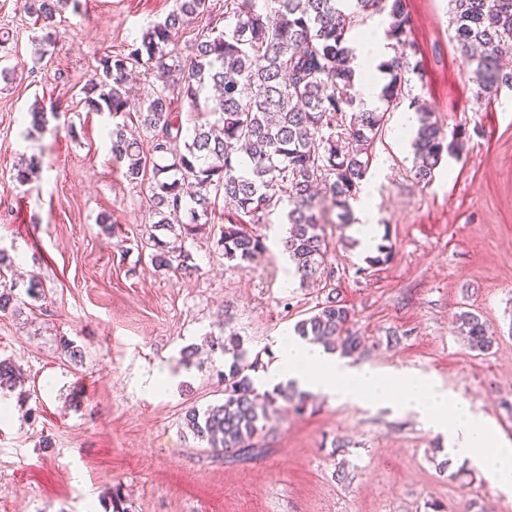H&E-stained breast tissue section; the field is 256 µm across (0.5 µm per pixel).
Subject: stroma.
I'll return each mask as SVG.
<instances>
[{"mask_svg":"<svg viewBox=\"0 0 512 512\" xmlns=\"http://www.w3.org/2000/svg\"><path fill=\"white\" fill-rule=\"evenodd\" d=\"M173 6L81 0L61 16L63 39L39 66L37 29L17 0H0L8 40L0 64L15 70L0 80V249L12 261L5 280L22 296L0 313V358L27 375L0 392V512H105L116 486L130 512H432L435 503L444 512H512V494L452 458L447 433L390 406L314 393L298 414L278 401L265 454L236 464L206 451L183 420L187 407L223 397L224 361L206 355L209 335L234 328L260 379L276 338L332 293L351 309L365 346L346 365L432 376L512 441V88L493 103L480 99L456 48L449 0H406L423 64L409 77L411 98L465 146L432 183H418L411 146L393 138L409 100L388 112L367 176L391 261L368 266L350 226L328 208L333 277L288 280L279 207L257 227L267 252L239 269L216 246L227 222L219 210L187 242L198 271L185 277L153 267L151 184L125 178L107 115L87 111L80 93L100 57L126 50ZM37 102L59 111L41 131L28 119ZM22 157L41 163L23 185L12 177ZM103 213L112 229L99 224ZM33 277L44 288L37 300L24 295ZM462 311L490 327L488 352L458 334ZM66 341L81 360L64 353ZM188 345L200 349L190 367L179 362ZM164 372L172 383L156 390Z\"/></svg>","mask_w":512,"mask_h":512,"instance_id":"obj_1","label":"stroma"}]
</instances>
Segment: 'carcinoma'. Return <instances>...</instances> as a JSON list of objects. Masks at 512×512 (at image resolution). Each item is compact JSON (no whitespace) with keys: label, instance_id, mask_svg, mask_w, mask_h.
<instances>
[{"label":"carcinoma","instance_id":"carcinoma-1","mask_svg":"<svg viewBox=\"0 0 512 512\" xmlns=\"http://www.w3.org/2000/svg\"><path fill=\"white\" fill-rule=\"evenodd\" d=\"M450 2L454 39L481 94L490 97L511 86L512 71L502 67L501 57L512 44V0ZM78 4L23 0L24 12L42 32L33 48L37 62L59 41L56 14ZM370 12L386 14L389 38L412 46L404 0H353L349 7L345 0H224V29L201 32L184 64L168 51L173 33L195 18L212 16L213 9L210 0H175V8L143 29L128 50L99 59L81 89L82 101L89 111L114 119L134 106L131 72L157 70L159 84L138 115L150 135V150L127 137L118 123L109 130L113 157L125 167L126 178L137 184L148 177L153 183L154 230L174 235L173 244L152 235L155 267H173L185 277L197 271L185 240L202 233L222 198L251 224L263 223L287 204L284 217L291 227L281 246L294 275L305 285L325 271L329 243L317 198L330 197L339 223H353L350 200L367 174L384 125L385 113L368 110L358 100L351 66L352 32L359 15ZM380 68L390 75L381 90L389 106L404 98L405 74L421 71L420 61L404 52ZM176 98L188 105L191 125L186 128L181 113L172 109ZM31 115L33 125L42 128L59 112L53 105H36ZM417 115L413 176L427 184L455 144L432 113L420 108ZM38 166L33 157L23 160L13 178L24 184ZM217 246L237 267L267 251L266 238L238 222L224 225ZM456 324L471 349L490 350L493 338L479 315L463 311ZM294 333L343 356L360 352L363 345L350 309L330 295L315 313L295 323ZM209 345L223 357L231 355L219 373L224 399L205 409L188 408L184 423L224 460H254L265 452L260 440L277 399L301 413L308 394L292 384L259 393L250 375L258 361L248 360L240 335L227 325L224 333L209 337ZM22 381L19 366L0 360V390Z\"/></svg>","mask_w":512,"mask_h":512}]
</instances>
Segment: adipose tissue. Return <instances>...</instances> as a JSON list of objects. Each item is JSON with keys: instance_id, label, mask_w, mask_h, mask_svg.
Here are the masks:
<instances>
[{"instance_id": "adipose-tissue-1", "label": "adipose tissue", "mask_w": 512, "mask_h": 512, "mask_svg": "<svg viewBox=\"0 0 512 512\" xmlns=\"http://www.w3.org/2000/svg\"><path fill=\"white\" fill-rule=\"evenodd\" d=\"M385 18H375L368 34L354 43L352 67L360 84V92L367 108H376L384 85V73L380 69L382 62L392 55L390 43L384 39L382 30Z\"/></svg>"}]
</instances>
